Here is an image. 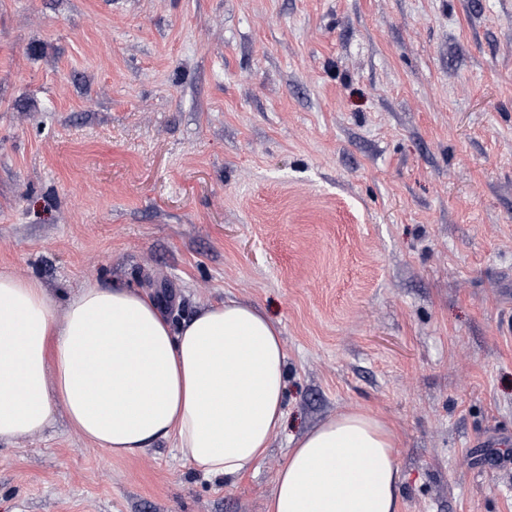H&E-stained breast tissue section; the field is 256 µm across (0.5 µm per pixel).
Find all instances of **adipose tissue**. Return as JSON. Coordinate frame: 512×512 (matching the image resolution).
Listing matches in <instances>:
<instances>
[{
  "label": "adipose tissue",
  "instance_id": "obj_1",
  "mask_svg": "<svg viewBox=\"0 0 512 512\" xmlns=\"http://www.w3.org/2000/svg\"><path fill=\"white\" fill-rule=\"evenodd\" d=\"M281 329L235 299L173 328L158 300L92 282L64 316L35 278L0 272V442L41 433L55 405L116 458L175 439L234 477L265 456L287 412ZM399 437L382 417L337 413L292 439L268 512H399Z\"/></svg>",
  "mask_w": 512,
  "mask_h": 512
}]
</instances>
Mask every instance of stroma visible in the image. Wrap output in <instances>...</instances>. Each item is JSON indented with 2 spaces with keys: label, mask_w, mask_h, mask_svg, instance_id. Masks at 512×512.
I'll list each match as a JSON object with an SVG mask.
<instances>
[{
  "label": "stroma",
  "mask_w": 512,
  "mask_h": 512,
  "mask_svg": "<svg viewBox=\"0 0 512 512\" xmlns=\"http://www.w3.org/2000/svg\"><path fill=\"white\" fill-rule=\"evenodd\" d=\"M174 324L281 328L256 469L130 458L62 408L0 442V512H267L288 440L363 408L400 512H512V0H0V270Z\"/></svg>",
  "instance_id": "35a3bbf8"
}]
</instances>
